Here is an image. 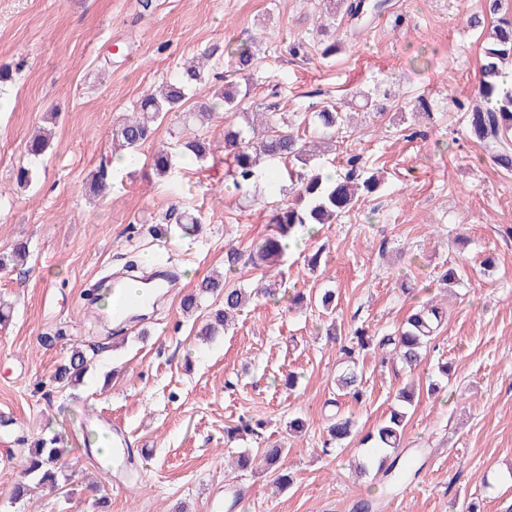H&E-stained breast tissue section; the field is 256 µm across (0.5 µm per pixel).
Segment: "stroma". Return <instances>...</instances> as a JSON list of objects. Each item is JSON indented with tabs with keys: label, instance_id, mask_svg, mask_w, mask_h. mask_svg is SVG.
I'll return each mask as SVG.
<instances>
[{
	"label": "stroma",
	"instance_id": "stroma-1",
	"mask_svg": "<svg viewBox=\"0 0 512 512\" xmlns=\"http://www.w3.org/2000/svg\"><path fill=\"white\" fill-rule=\"evenodd\" d=\"M142 2L0 0V65L21 67L0 87V253L19 241L30 251L25 265L0 269V302L11 308L0 323V512H92L85 487L99 478L110 512H230L237 499L240 512H352L361 499L374 500L375 512H464L472 502L512 512V170L466 134L488 0H388L366 29L340 13L324 35L320 0H152L147 10ZM256 33L264 42L245 110L272 102L281 113H310L336 99L354 120L322 167L341 172L355 151L377 190L338 223L301 230L280 265H229V250L249 253L274 234L269 214L294 193L269 173L249 193L236 191L218 119L205 130L206 160L177 156L172 173L157 176L154 151H175L191 135L171 116L140 147L138 166L110 174L109 194L90 204L87 178L111 160L112 127L142 92L187 58ZM325 37L340 43L328 58ZM368 92L383 99V114L362 110ZM418 96L431 118H402L401 106ZM54 108L51 148L32 184L17 188L26 142ZM179 203L201 215L197 236L165 223ZM147 254L182 276L152 322L88 319V286ZM451 266L464 276L447 290L439 276ZM215 271L245 288L277 281L284 293L253 301L206 345L196 333L217 300L192 316L180 301ZM327 290L336 293L333 313L288 306V294ZM431 298L446 302L448 319L418 372L437 389L409 408L403 435V453L421 472L388 486L377 471L355 475L366 448L323 453L327 417L336 400L359 433L371 431L396 407L409 373L369 351L358 359L362 401L337 397L344 357L319 327L331 319L345 332L391 333ZM75 345L95 352L94 371L79 387H59L56 367ZM442 362L448 375L437 371ZM242 417L264 424L247 448H288V487L277 488L271 471L231 468L238 447L225 444L224 428ZM296 417L307 427L293 435ZM100 421L123 427L129 453L107 459L88 443ZM51 435L67 450L68 493L38 489L14 500L26 448Z\"/></svg>",
	"mask_w": 512,
	"mask_h": 512
}]
</instances>
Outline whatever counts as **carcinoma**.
Segmentation results:
<instances>
[{
	"mask_svg": "<svg viewBox=\"0 0 512 512\" xmlns=\"http://www.w3.org/2000/svg\"><path fill=\"white\" fill-rule=\"evenodd\" d=\"M348 19L361 22L369 13H377L384 3L377 0H341ZM258 38L231 47H224V55L233 65V74L238 79L225 82L223 93L212 100L197 101L183 113L182 124H207L224 113V164L225 176L235 189L247 193L260 175L261 163L268 160L282 165L289 178L297 179L299 188L294 200L278 206L272 211L270 223L277 225L278 235L258 242L246 257V262L255 267H273L281 262L288 241L296 230L309 224H331L343 214L352 210L365 194L378 188V179L370 176L364 180L356 178L359 156L351 155L346 160V172L336 179L323 176L313 167L307 172L294 170L298 164L311 166V161L319 158L324 151L319 148L318 139L328 132H335L343 125V113L331 103L311 114H302L301 123L305 128L316 132V138L301 137L294 132V123L284 114L275 112H242V102L249 96L248 73L253 68ZM216 55L212 51L198 60L188 61L175 72L159 90L146 91L133 107V116L125 119L112 130V140L128 151L131 164H136L139 147L155 137L158 119L169 112L179 111L187 102L188 92L206 77L207 63ZM512 64V21L502 19L492 26L488 41L483 49L479 67L477 94L479 102L472 107L469 118V135L489 154L490 159L504 169L512 168V89L504 88L507 78L506 65ZM52 131L46 126L39 127L26 143L27 155L35 160L44 157L51 146ZM184 154L202 160L211 154V144L206 138L197 136L183 143ZM173 168L171 153L159 148L153 156L152 169L159 176L167 175ZM276 284L252 290L231 288L219 278L206 277L194 291L186 295L182 309L189 313L200 306V300L209 295L223 297V307L210 313L209 319L201 328L207 340L222 335L228 326L250 301L252 296L275 295ZM446 312L431 302L417 306L397 331L381 337L378 348L385 353L381 362L397 359L414 371L420 364L423 351L436 339ZM373 337L368 331L357 328L352 340L342 346L347 367L336 379L340 395L358 398L361 395V377L356 368L360 351L371 346ZM92 357L76 346L58 367L55 379L62 386H72L85 375ZM414 389L399 391V406L372 432L359 440V445L372 448L378 454L390 453L393 459L383 471L384 477L397 481L410 477L419 470L411 469L408 462L401 461L403 430L406 425L407 410L413 406ZM354 420L341 410L329 418L328 445H342L353 435ZM288 449L280 446L263 449L261 462L269 469H278L281 458ZM71 474L64 458V449L58 446L55 438H40L27 449L20 479L14 488L17 499L23 497L29 486L50 485L60 490L69 485Z\"/></svg>",
	"mask_w": 512,
	"mask_h": 512,
	"instance_id": "cac0c4a2",
	"label": "carcinoma"
}]
</instances>
